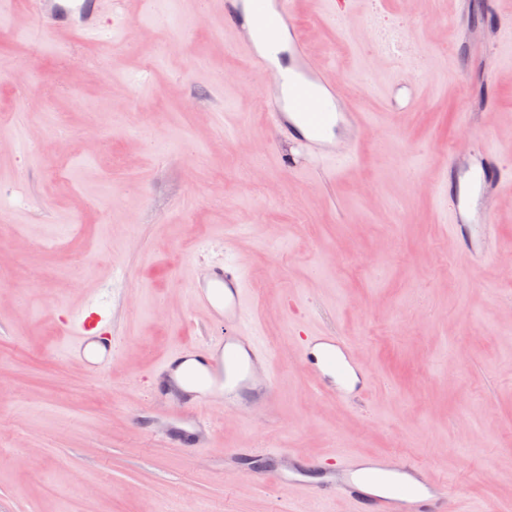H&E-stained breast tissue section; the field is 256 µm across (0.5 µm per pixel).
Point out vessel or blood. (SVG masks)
<instances>
[{
  "instance_id": "b4317fda",
  "label": "vessel or blood",
  "mask_w": 512,
  "mask_h": 512,
  "mask_svg": "<svg viewBox=\"0 0 512 512\" xmlns=\"http://www.w3.org/2000/svg\"><path fill=\"white\" fill-rule=\"evenodd\" d=\"M30 6L37 24L52 40L62 36L94 39L116 22L115 15L101 14L99 0H31ZM224 27L232 31L234 47L247 59L250 70L274 77L271 93L264 99L267 122L275 137L289 138L302 149L301 155L281 159V166L297 173L307 159L312 173L335 182L337 163L357 160L370 117L347 102L340 81L310 54L294 17L293 0H224ZM456 54L484 72L494 62L493 57L477 54L474 43L461 36L456 39ZM429 188L443 198L448 229L462 249L475 260L485 258L482 241L495 232L490 201L504 189H512V169L488 148L480 150L466 168L452 154ZM189 288L193 310L223 322L225 333L200 345L177 346L155 372L162 378L184 362L196 360L215 384L223 385L224 395L216 402L225 412L254 419L256 408L274 407L278 374L272 352L242 326L245 273L235 262L213 263L193 274ZM63 333L67 357L82 358L91 351L96 355L92 368H107L116 341L102 301H89L67 313ZM301 354L319 394L352 406L367 403L371 373L355 358L347 337L312 333L302 343ZM152 393L170 411L166 440L183 448L202 447L203 433L213 429L208 411L216 402L195 391L172 392L162 382L154 385ZM224 460L245 465L251 478L271 474L286 488L344 502L347 512H448L452 493L450 487L417 473L414 464L386 458L376 465L384 476L380 490H367L368 475L360 457L346 451L325 462V472L316 481L302 477L307 462L293 452L281 456L269 450L261 455L237 448L225 452Z\"/></svg>"
}]
</instances>
